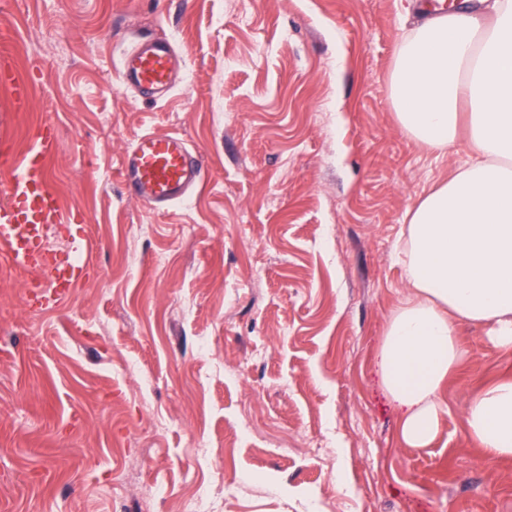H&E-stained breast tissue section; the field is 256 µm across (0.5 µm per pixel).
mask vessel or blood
<instances>
[{
    "instance_id": "obj_1",
    "label": "vessel or blood",
    "mask_w": 512,
    "mask_h": 512,
    "mask_svg": "<svg viewBox=\"0 0 512 512\" xmlns=\"http://www.w3.org/2000/svg\"><path fill=\"white\" fill-rule=\"evenodd\" d=\"M174 61L170 41L142 40L123 56L121 79L146 95L169 91L175 82ZM0 83L9 86L16 110L26 111L35 92L32 83L7 61L0 63ZM57 141V126L43 122L29 131L24 151L0 160V188L7 195L0 203V256L26 274L28 287L49 308L77 279L76 265L59 262L45 243L47 227L75 221L60 206L48 174ZM120 175L130 197L158 212L185 201L203 182L196 152L166 131L138 135L124 152Z\"/></svg>"
}]
</instances>
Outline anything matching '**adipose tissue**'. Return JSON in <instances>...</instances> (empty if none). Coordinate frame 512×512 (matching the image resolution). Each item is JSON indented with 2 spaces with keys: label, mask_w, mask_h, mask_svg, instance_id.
<instances>
[{
  "label": "adipose tissue",
  "mask_w": 512,
  "mask_h": 512,
  "mask_svg": "<svg viewBox=\"0 0 512 512\" xmlns=\"http://www.w3.org/2000/svg\"><path fill=\"white\" fill-rule=\"evenodd\" d=\"M391 96L402 128L444 151L466 133L470 159L409 214L411 295L394 310L378 349L383 386L408 448L439 433L438 393L465 357L456 320L486 327L512 349V0L426 18L395 59ZM485 458L512 460V377L481 388L466 411Z\"/></svg>",
  "instance_id": "1"
}]
</instances>
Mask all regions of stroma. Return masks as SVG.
Returning <instances> with one entry per match:
<instances>
[{"label":"stroma","instance_id":"stroma-1","mask_svg":"<svg viewBox=\"0 0 512 512\" xmlns=\"http://www.w3.org/2000/svg\"><path fill=\"white\" fill-rule=\"evenodd\" d=\"M414 24L401 0H0V149L59 130L51 231L96 241L52 308L0 257V512H512V462L469 439L466 408L512 352L458 322L466 356L440 430L403 447L377 353L410 295L406 213L469 159L409 138L390 95ZM140 38L183 52L162 99L123 85ZM179 133L208 179L159 213L128 197L123 151ZM137 372H129V363ZM209 441L213 458L195 450ZM0 83L9 86L15 109L19 112L26 111L35 92L34 86L6 60H2L0 65Z\"/></svg>","mask_w":512,"mask_h":512}]
</instances>
